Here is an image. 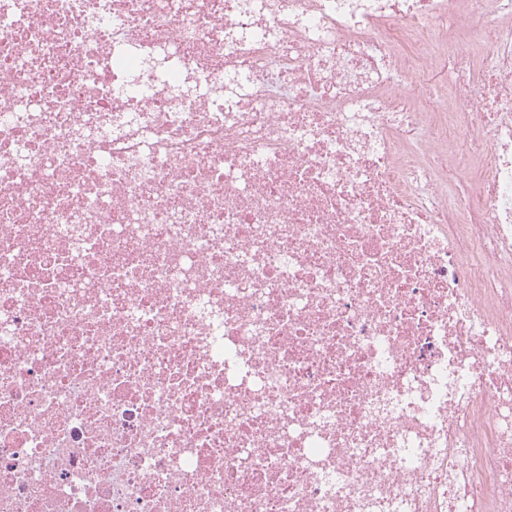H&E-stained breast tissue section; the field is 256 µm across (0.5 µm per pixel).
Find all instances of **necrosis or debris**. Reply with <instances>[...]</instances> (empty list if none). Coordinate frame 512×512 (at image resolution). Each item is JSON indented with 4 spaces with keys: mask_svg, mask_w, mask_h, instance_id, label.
Segmentation results:
<instances>
[{
    "mask_svg": "<svg viewBox=\"0 0 512 512\" xmlns=\"http://www.w3.org/2000/svg\"><path fill=\"white\" fill-rule=\"evenodd\" d=\"M0 512H512V0H0Z\"/></svg>",
    "mask_w": 512,
    "mask_h": 512,
    "instance_id": "obj_1",
    "label": "necrosis or debris"
}]
</instances>
